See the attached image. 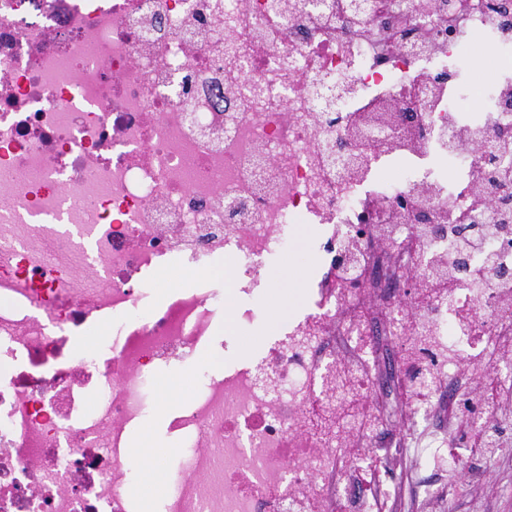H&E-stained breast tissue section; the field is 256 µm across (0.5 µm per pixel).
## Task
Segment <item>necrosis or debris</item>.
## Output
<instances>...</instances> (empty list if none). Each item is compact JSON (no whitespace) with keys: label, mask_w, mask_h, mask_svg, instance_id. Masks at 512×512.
Here are the masks:
<instances>
[{"label":"necrosis or debris","mask_w":512,"mask_h":512,"mask_svg":"<svg viewBox=\"0 0 512 512\" xmlns=\"http://www.w3.org/2000/svg\"><path fill=\"white\" fill-rule=\"evenodd\" d=\"M0 0V512H134L128 433L159 361L199 391L170 422L159 512H483L512 446V235L474 188L512 128L464 84L487 0ZM429 12L431 31L411 32ZM450 79L436 84L437 75ZM337 113L341 122L329 123ZM312 230L304 304L255 363L198 362L232 296ZM229 293L143 307L170 257ZM125 342L87 345L103 320Z\"/></svg>","instance_id":"obj_1"}]
</instances>
